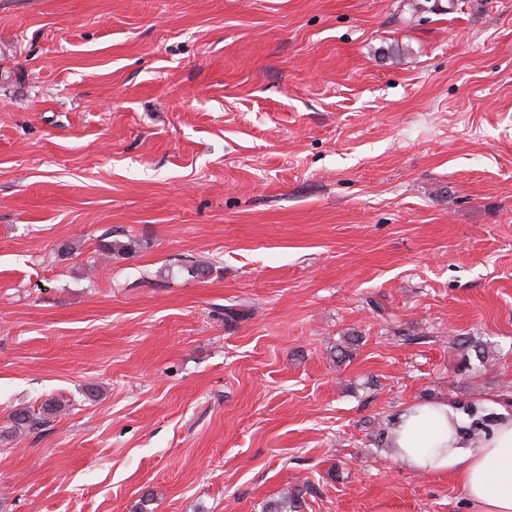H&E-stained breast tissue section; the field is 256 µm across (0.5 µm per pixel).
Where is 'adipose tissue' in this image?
<instances>
[{
    "mask_svg": "<svg viewBox=\"0 0 512 512\" xmlns=\"http://www.w3.org/2000/svg\"><path fill=\"white\" fill-rule=\"evenodd\" d=\"M395 458L421 474L457 479L476 512H512V413L501 411L479 441L447 401L407 405L393 429Z\"/></svg>",
    "mask_w": 512,
    "mask_h": 512,
    "instance_id": "ef3b65f1",
    "label": "adipose tissue"
}]
</instances>
